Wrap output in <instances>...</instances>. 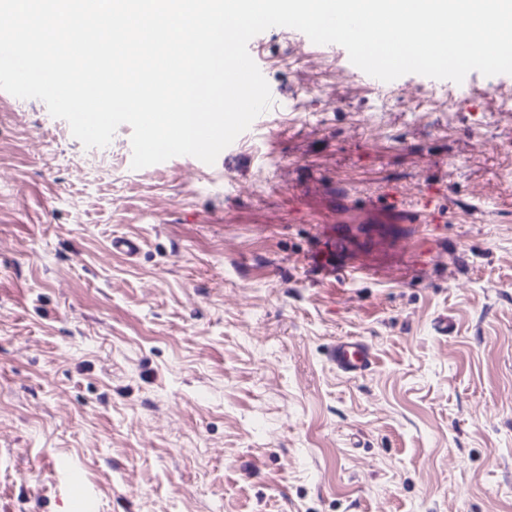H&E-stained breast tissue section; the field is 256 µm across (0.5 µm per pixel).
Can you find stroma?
<instances>
[{
    "mask_svg": "<svg viewBox=\"0 0 512 512\" xmlns=\"http://www.w3.org/2000/svg\"><path fill=\"white\" fill-rule=\"evenodd\" d=\"M300 36L249 41L275 104L207 166L0 94V512H512V75L409 104ZM338 184L441 221L345 228L352 276ZM329 359L342 375L358 377L372 367L374 354L371 345L363 339L346 337L332 346Z\"/></svg>",
    "mask_w": 512,
    "mask_h": 512,
    "instance_id": "1",
    "label": "stroma"
}]
</instances>
